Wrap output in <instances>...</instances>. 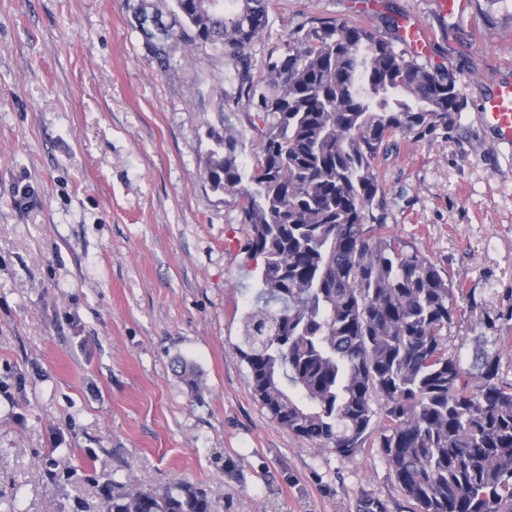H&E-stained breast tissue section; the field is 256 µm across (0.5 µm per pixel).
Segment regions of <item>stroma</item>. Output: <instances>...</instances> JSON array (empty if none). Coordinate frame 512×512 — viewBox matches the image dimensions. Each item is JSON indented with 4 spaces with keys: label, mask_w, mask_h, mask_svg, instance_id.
<instances>
[{
    "label": "stroma",
    "mask_w": 512,
    "mask_h": 512,
    "mask_svg": "<svg viewBox=\"0 0 512 512\" xmlns=\"http://www.w3.org/2000/svg\"><path fill=\"white\" fill-rule=\"evenodd\" d=\"M464 2L444 23L436 0H269L250 56L262 75L313 18L434 30L419 61L467 106L448 138L380 160L385 222L467 288L452 351L498 336L512 379V148L479 117L512 78V0ZM144 6L175 18V0H0V512H99L107 478L190 481L220 512H411L380 449L309 447L255 398L241 349L262 260L207 167L229 131L251 171L260 132L220 52L158 51Z\"/></svg>",
    "instance_id": "35a3bbf8"
}]
</instances>
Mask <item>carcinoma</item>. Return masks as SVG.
Masks as SVG:
<instances>
[{"instance_id":"carcinoma-1","label":"carcinoma","mask_w":512,"mask_h":512,"mask_svg":"<svg viewBox=\"0 0 512 512\" xmlns=\"http://www.w3.org/2000/svg\"><path fill=\"white\" fill-rule=\"evenodd\" d=\"M176 8L177 26L156 31L144 24L157 14L142 10L146 39L220 50L227 81L262 132L248 185L232 135L218 139L207 168L214 188L238 195L247 250L263 260L243 326L254 395L312 448L344 457L381 449L413 512H512V382L486 350L488 337L468 364L451 351L448 327L465 289L383 216L378 161L398 136L454 128L465 108L457 80L360 19L321 18L302 24L257 79L248 50L267 28V0H176ZM178 367L199 393L195 366ZM103 486L101 512H218L189 482Z\"/></svg>"}]
</instances>
